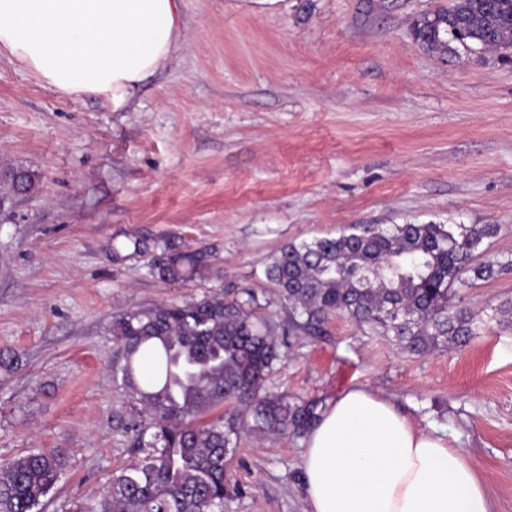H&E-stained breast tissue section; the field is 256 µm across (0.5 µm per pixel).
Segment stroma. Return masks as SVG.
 Listing matches in <instances>:
<instances>
[{"label":"stroma","mask_w":512,"mask_h":512,"mask_svg":"<svg viewBox=\"0 0 512 512\" xmlns=\"http://www.w3.org/2000/svg\"><path fill=\"white\" fill-rule=\"evenodd\" d=\"M450 2L183 0L186 46L124 112L0 54V168L36 176L0 210V350L21 357L0 374V461L66 452L42 512H86L129 459L112 429L127 308L234 285L287 326L272 257L349 224H496L479 258L512 261V59L417 43ZM168 241L210 249V273L159 279ZM458 292L480 323L464 349L412 356L332 315L280 337L263 391L318 414L368 387L468 448L493 512H512V269ZM309 426L241 438L224 512H305Z\"/></svg>","instance_id":"obj_1"}]
</instances>
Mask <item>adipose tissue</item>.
I'll return each instance as SVG.
<instances>
[{
    "mask_svg": "<svg viewBox=\"0 0 512 512\" xmlns=\"http://www.w3.org/2000/svg\"><path fill=\"white\" fill-rule=\"evenodd\" d=\"M182 0H0V52L64 97L126 111L185 42ZM308 512H493L466 449L354 387L312 423Z\"/></svg>",
    "mask_w": 512,
    "mask_h": 512,
    "instance_id": "obj_1",
    "label": "adipose tissue"
}]
</instances>
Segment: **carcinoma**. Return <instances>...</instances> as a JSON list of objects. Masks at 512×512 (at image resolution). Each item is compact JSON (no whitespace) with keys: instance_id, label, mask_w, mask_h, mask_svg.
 Wrapping results in <instances>:
<instances>
[{"instance_id":"1","label":"carcinoma","mask_w":512,"mask_h":512,"mask_svg":"<svg viewBox=\"0 0 512 512\" xmlns=\"http://www.w3.org/2000/svg\"><path fill=\"white\" fill-rule=\"evenodd\" d=\"M414 37L432 52L512 49V0H454L419 19ZM0 207L31 192L35 175L12 168L0 181ZM497 224H350L334 237L289 243L266 276L288 306V323L307 328L344 314L389 338L403 352L462 346L474 318L459 307L462 276L499 273L477 261ZM210 269L206 251L174 243L155 267L164 281L188 283ZM255 292L232 299L214 291L181 304L132 306L112 320V382L127 401L112 410V428L130 441L131 459L98 492L88 512H224L228 461L243 433H278L306 413L261 394L288 332L256 315ZM241 410L206 419L224 403ZM61 450L32 449L0 464V512H41L61 481Z\"/></svg>"}]
</instances>
